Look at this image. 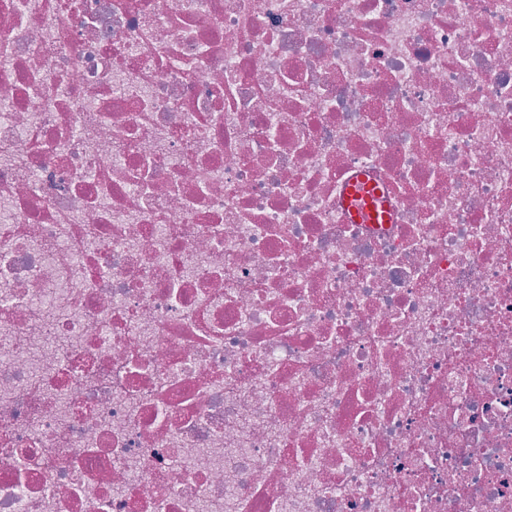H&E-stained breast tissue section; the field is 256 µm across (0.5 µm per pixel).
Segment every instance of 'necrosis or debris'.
I'll use <instances>...</instances> for the list:
<instances>
[{"label":"necrosis or debris","instance_id":"4bbe7bcc","mask_svg":"<svg viewBox=\"0 0 512 512\" xmlns=\"http://www.w3.org/2000/svg\"><path fill=\"white\" fill-rule=\"evenodd\" d=\"M0 512H512V0H0Z\"/></svg>","mask_w":512,"mask_h":512}]
</instances>
